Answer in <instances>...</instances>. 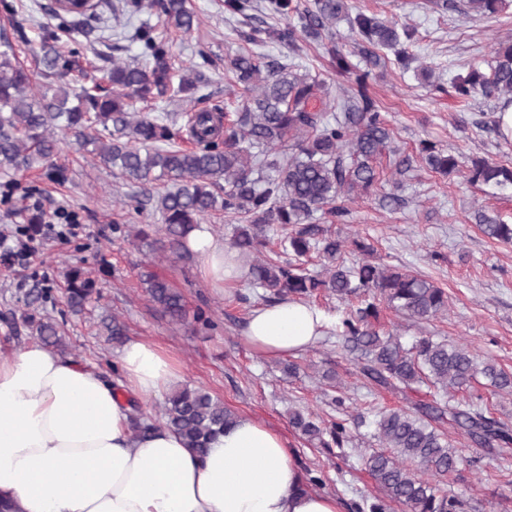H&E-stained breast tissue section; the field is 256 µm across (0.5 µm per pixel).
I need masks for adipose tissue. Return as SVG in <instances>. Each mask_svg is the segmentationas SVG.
<instances>
[{"mask_svg": "<svg viewBox=\"0 0 512 512\" xmlns=\"http://www.w3.org/2000/svg\"><path fill=\"white\" fill-rule=\"evenodd\" d=\"M188 247L213 288L238 282L234 250L207 225ZM330 325L314 306L284 299L254 308L242 337L270 359L314 347ZM111 383L34 342L0 358V499L14 512H339L335 496L311 491L283 435L239 416L206 454L167 429L129 430L127 397L148 402L181 379L159 344L128 341Z\"/></svg>", "mask_w": 512, "mask_h": 512, "instance_id": "ef3b65f1", "label": "adipose tissue"}]
</instances>
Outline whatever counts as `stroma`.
I'll use <instances>...</instances> for the list:
<instances>
[{
  "label": "stroma",
  "mask_w": 512,
  "mask_h": 512,
  "mask_svg": "<svg viewBox=\"0 0 512 512\" xmlns=\"http://www.w3.org/2000/svg\"><path fill=\"white\" fill-rule=\"evenodd\" d=\"M253 2L254 10L243 17L229 12L224 0H189L198 22L190 34L167 33L166 49L174 68L195 67L205 81L196 100L160 101L154 111L185 115L215 104L237 106V94L228 90L224 60L245 50L240 32L262 22L298 32L301 26L297 11L279 15L268 9V0ZM51 3L0 0V35H7L21 61L37 68L46 32H57L59 46L75 50L78 82L86 86L106 82L113 60L141 52V44L133 39L137 28L162 26L160 15L150 8L121 21L105 9L93 30L63 29L49 10ZM348 4L350 13L392 16L413 29L405 44L409 66L384 49L379 65L367 67L358 37L345 19L320 38L299 32L295 45L270 40L259 46V53L296 63L319 75L333 91L349 88L354 71L370 68L369 92L385 114L392 143L401 154L417 155L420 141L429 140L464 163L489 156L512 165V141L499 136L492 122L498 101L479 97L464 104L452 88L456 78L471 70L487 71L496 43L512 40V0L492 16L444 10L437 0ZM335 49L347 56L349 72L337 70L331 55ZM375 166L382 182L401 180L400 205L380 207L381 182L359 194L346 220L328 225V232L345 240L368 238L375 248L373 262L410 267L448 293L447 315L419 324L385 308L379 327L397 328L407 345L429 334L464 343L482 358L512 370V242L487 237L475 220L483 211L512 224V190L473 186L460 174L445 176L421 164L400 177L386 154ZM13 180L22 191L12 202L0 203V238L15 240L30 208H37L43 222L30 240L34 255L28 264H0V355L17 353L36 339L22 319L26 294L60 285L68 269L82 268L102 293L92 311L77 315L58 300L44 305L64 325V357L111 372L123 346L112 342L101 320L117 316L126 326L127 339L156 342L179 359L183 384L204 387L234 412L278 430L293 448L301 471L320 477L318 491L336 496L340 512H356L357 504L380 496L364 461L381 445L372 428L358 424L357 417L382 407L408 409L428 402L427 386L397 392L371 385L361 360L333 333L288 361L253 355L242 341L247 315L257 304L274 303V296L247 278L220 292L202 279L197 256L176 263L155 253L159 215L150 208L138 212L124 205L138 185L87 162L73 145H65L56 168L25 175L0 170V184ZM66 211L77 213L79 225L61 239L47 221ZM117 224L124 225V233L114 232ZM147 271L184 295L190 319L174 323L153 308L140 283L141 273ZM197 312L204 313L205 322L194 321ZM295 410H310L328 421L346 420L350 444L326 448L308 441L290 422ZM448 435L465 463L457 472L435 478V485L457 495L464 512H512V448L476 447L453 428Z\"/></svg>",
  "instance_id": "1"
}]
</instances>
